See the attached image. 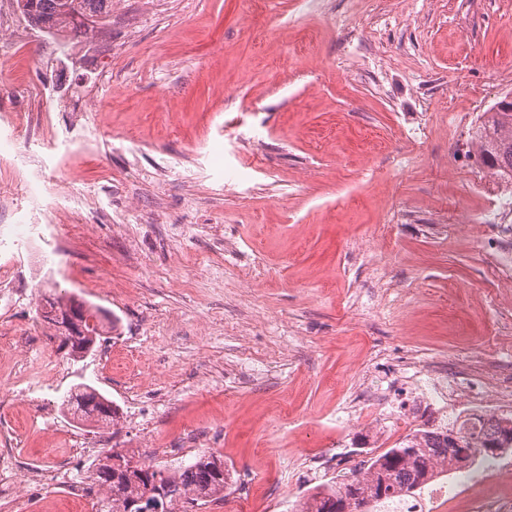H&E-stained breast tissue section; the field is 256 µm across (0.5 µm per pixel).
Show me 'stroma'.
Listing matches in <instances>:
<instances>
[{"label": "stroma", "mask_w": 512, "mask_h": 512, "mask_svg": "<svg viewBox=\"0 0 512 512\" xmlns=\"http://www.w3.org/2000/svg\"><path fill=\"white\" fill-rule=\"evenodd\" d=\"M5 9L0 225L23 203L18 152L69 199L44 204L60 254L0 247V371L57 362L51 416L13 441L32 467L65 433L171 469L208 450L293 512L398 414L438 427L412 363L512 416V268L489 226L512 185L469 140L512 93V0H112L64 44ZM48 81L57 97L36 96ZM54 289L118 318L111 370L59 349ZM383 352L362 422L351 399ZM82 384L118 406L112 430L63 409Z\"/></svg>", "instance_id": "1"}]
</instances>
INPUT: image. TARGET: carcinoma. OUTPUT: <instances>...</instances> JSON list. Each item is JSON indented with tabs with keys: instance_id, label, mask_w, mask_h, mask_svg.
<instances>
[{
	"instance_id": "1",
	"label": "carcinoma",
	"mask_w": 512,
	"mask_h": 512,
	"mask_svg": "<svg viewBox=\"0 0 512 512\" xmlns=\"http://www.w3.org/2000/svg\"><path fill=\"white\" fill-rule=\"evenodd\" d=\"M17 8L32 26L54 36L69 32L94 33L106 25L112 0H15ZM473 139L477 160L495 171L498 178L512 184V107L492 105L482 113ZM83 302L59 294L46 301L44 309L63 312ZM117 320L101 306H87L85 328L101 340L116 328ZM77 387L64 400L67 410L82 420L108 426L119 417V409L105 396L92 405L80 401ZM512 447V418L490 416L476 432L469 419L452 429L435 431L420 428L407 434L399 445L361 461L362 475L342 473L330 485H319L303 498L299 512H329L328 503L339 497L345 512H373V506L401 499L435 481L438 461L448 460V468L462 469L475 464V458L489 459L482 452L486 445ZM92 478L107 492L100 512H191L224 499L230 470L221 457L204 454L193 464L169 471L138 465L126 456L108 452L94 465Z\"/></svg>"
}]
</instances>
